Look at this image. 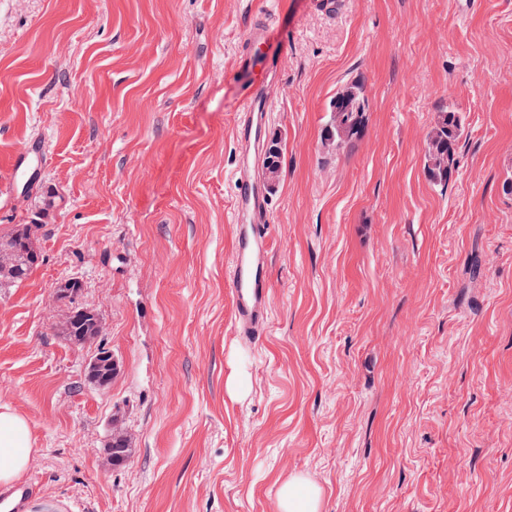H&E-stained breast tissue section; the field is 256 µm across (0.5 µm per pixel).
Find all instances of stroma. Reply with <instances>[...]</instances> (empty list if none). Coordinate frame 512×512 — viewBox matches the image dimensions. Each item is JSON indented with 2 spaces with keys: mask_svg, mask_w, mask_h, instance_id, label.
Wrapping results in <instances>:
<instances>
[{
  "mask_svg": "<svg viewBox=\"0 0 512 512\" xmlns=\"http://www.w3.org/2000/svg\"><path fill=\"white\" fill-rule=\"evenodd\" d=\"M336 2L0 0V234L57 196L40 264L0 288V403L56 512H279L292 475L320 512H512V0ZM266 18L281 173L248 169L273 242L252 341L227 288L233 125L237 49ZM354 77L368 122L337 153L323 128ZM448 106L467 131L443 187L425 145ZM73 303L119 359L108 388L84 380L98 345L62 334ZM131 447L132 442L120 435H112V437H109L105 448L108 455L112 458V467L125 465L124 462L127 461L132 454Z\"/></svg>",
  "mask_w": 512,
  "mask_h": 512,
  "instance_id": "35a3bbf8",
  "label": "stroma"
}]
</instances>
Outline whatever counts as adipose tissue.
I'll return each instance as SVG.
<instances>
[{
  "label": "adipose tissue",
  "mask_w": 512,
  "mask_h": 512,
  "mask_svg": "<svg viewBox=\"0 0 512 512\" xmlns=\"http://www.w3.org/2000/svg\"><path fill=\"white\" fill-rule=\"evenodd\" d=\"M32 459L31 433L27 421L10 405L0 403V484L19 479ZM320 489L295 475L278 489L279 512H320Z\"/></svg>",
  "instance_id": "adipose-tissue-1"
}]
</instances>
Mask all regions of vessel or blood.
I'll return each instance as SVG.
<instances>
[{"mask_svg": "<svg viewBox=\"0 0 512 512\" xmlns=\"http://www.w3.org/2000/svg\"><path fill=\"white\" fill-rule=\"evenodd\" d=\"M272 36L273 26L269 22L257 21L249 26L239 54V68L264 69V62L255 57L254 51L269 42ZM268 108V101L257 86L240 101L234 125L236 138L244 147L258 144L259 120ZM232 207L236 266L230 293L234 330L238 335L256 340L265 335L268 327V260L272 251L265 198L258 184L247 178H237ZM34 498L35 489L29 484L1 489L0 512H32Z\"/></svg>", "mask_w": 512, "mask_h": 512, "instance_id": "1", "label": "vessel or blood"}]
</instances>
